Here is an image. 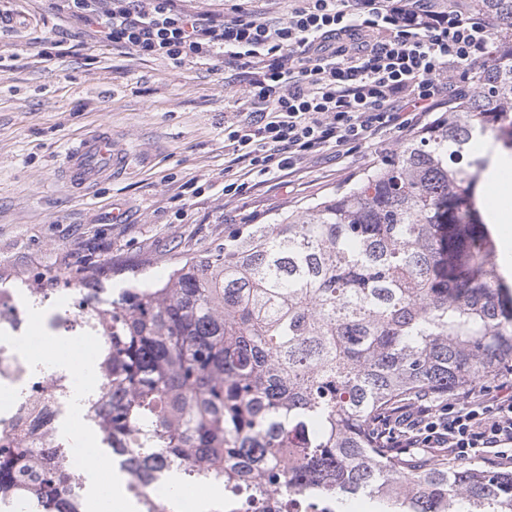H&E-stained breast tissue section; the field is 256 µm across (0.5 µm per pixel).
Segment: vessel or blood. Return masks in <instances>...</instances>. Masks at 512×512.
<instances>
[{
  "label": "vessel or blood",
  "mask_w": 512,
  "mask_h": 512,
  "mask_svg": "<svg viewBox=\"0 0 512 512\" xmlns=\"http://www.w3.org/2000/svg\"><path fill=\"white\" fill-rule=\"evenodd\" d=\"M127 161L122 147L113 140L109 130L85 136L69 148L63 166V176L77 189H89L112 176Z\"/></svg>",
  "instance_id": "1"
}]
</instances>
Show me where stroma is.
I'll return each mask as SVG.
<instances>
[{
	"label": "stroma",
	"instance_id": "1",
	"mask_svg": "<svg viewBox=\"0 0 512 512\" xmlns=\"http://www.w3.org/2000/svg\"><path fill=\"white\" fill-rule=\"evenodd\" d=\"M285 20L296 0H184L187 10ZM0 281L108 270L120 291L161 278L186 251L222 244L244 224H269L377 166L408 135L390 131L359 148H330L293 170L252 177L224 194L232 152L227 123L248 117L244 70L216 56L176 63L117 49L69 15L61 0H0ZM63 41V50L54 41ZM129 160L80 196L57 171L69 145L100 125ZM202 194H192L193 185Z\"/></svg>",
	"mask_w": 512,
	"mask_h": 512
}]
</instances>
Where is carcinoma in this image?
I'll return each instance as SVG.
<instances>
[{"instance_id": "cac0c4a2", "label": "carcinoma", "mask_w": 512, "mask_h": 512, "mask_svg": "<svg viewBox=\"0 0 512 512\" xmlns=\"http://www.w3.org/2000/svg\"><path fill=\"white\" fill-rule=\"evenodd\" d=\"M492 46L473 89L374 169L152 282L107 301L95 271L67 282L98 334L100 397L89 428L140 512H164L152 482L176 475L262 512L289 499L326 512H512V473L395 448L382 417L428 392L475 390L512 363V284L478 203L489 156L512 149V0H490ZM46 406L72 397L53 377ZM0 440V500L85 512L90 471L70 448Z\"/></svg>"}]
</instances>
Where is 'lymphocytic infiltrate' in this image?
I'll return each mask as SVG.
<instances>
[{
    "mask_svg": "<svg viewBox=\"0 0 512 512\" xmlns=\"http://www.w3.org/2000/svg\"><path fill=\"white\" fill-rule=\"evenodd\" d=\"M113 47L179 63L227 55L248 69V120L224 128V193L249 175L293 168L328 147L359 146L443 108L487 58L491 27L474 0H300L287 20L199 15L177 0H66ZM399 448H444L458 459L512 461V386L433 398L388 418Z\"/></svg>",
    "mask_w": 512,
    "mask_h": 512,
    "instance_id": "obj_1",
    "label": "lymphocytic infiltrate"
}]
</instances>
